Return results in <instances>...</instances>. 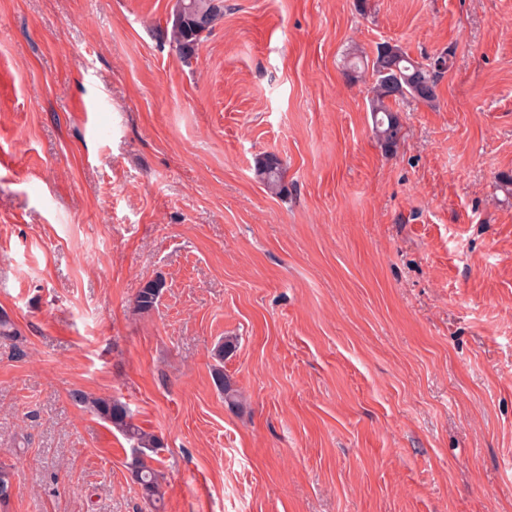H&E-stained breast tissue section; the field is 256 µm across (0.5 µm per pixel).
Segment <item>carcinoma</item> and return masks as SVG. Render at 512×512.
I'll return each mask as SVG.
<instances>
[{
	"mask_svg": "<svg viewBox=\"0 0 512 512\" xmlns=\"http://www.w3.org/2000/svg\"><path fill=\"white\" fill-rule=\"evenodd\" d=\"M183 3L182 13H171L162 32L180 57L187 59L195 54L199 45L224 17V0H183ZM449 67L450 59L444 55L423 64L413 60L399 45L390 43L381 45L370 61L363 60V56L357 52L350 54L348 75L351 80H371L369 107L372 131L382 150L393 152L402 138L400 117L393 104L407 97L432 104L437 97L441 69ZM284 173V164L274 155H266L257 161V177L274 194L286 190ZM164 288V282L159 279L147 283L136 297V311H152ZM236 348V339L226 337L217 343L212 352L215 361L212 373L214 384L224 394V401L232 406L239 405L240 394L229 376L224 374V360L231 357ZM73 399L131 442L128 468L140 485L144 498L152 506H157L164 493L160 473L148 458L163 447L162 439L136 425L127 405L116 397L76 392Z\"/></svg>",
	"mask_w": 512,
	"mask_h": 512,
	"instance_id": "obj_1",
	"label": "carcinoma"
}]
</instances>
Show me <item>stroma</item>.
I'll use <instances>...</instances> for the list:
<instances>
[{"label":"stroma","instance_id":"obj_1","mask_svg":"<svg viewBox=\"0 0 512 512\" xmlns=\"http://www.w3.org/2000/svg\"><path fill=\"white\" fill-rule=\"evenodd\" d=\"M174 2L0 0V512H151L77 391L162 512H512V0H224L187 60ZM385 42L452 55L390 154ZM284 173V164L275 155H265L257 161V177L271 193L280 194L286 190ZM164 288V282L159 279L147 283L136 297V311L139 313L152 311L156 307ZM236 348V339L225 337L224 340L217 343L212 352V358L215 361L212 373L214 384L224 394V401L231 406L239 405L241 396L229 376L224 374V359L231 357ZM73 399L131 442L128 468L140 485L144 498L157 509L164 493L160 473L148 461V458H153L147 452L157 453V449L163 447L162 439L136 425L127 405L116 397L75 392Z\"/></svg>","mask_w":512,"mask_h":512}]
</instances>
